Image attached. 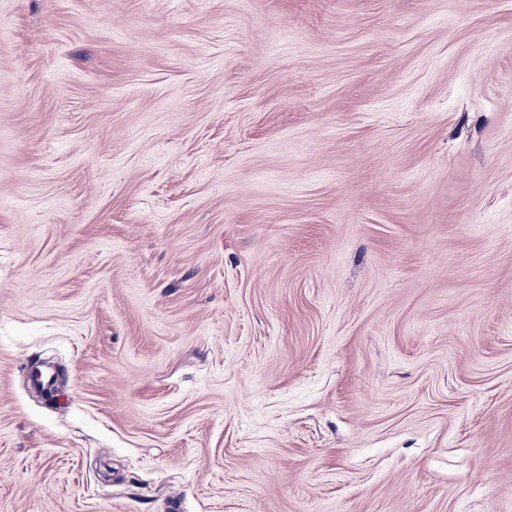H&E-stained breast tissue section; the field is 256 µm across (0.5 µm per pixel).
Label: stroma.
<instances>
[{
  "label": "stroma",
  "instance_id": "obj_1",
  "mask_svg": "<svg viewBox=\"0 0 512 512\" xmlns=\"http://www.w3.org/2000/svg\"><path fill=\"white\" fill-rule=\"evenodd\" d=\"M0 512H512V0H0Z\"/></svg>",
  "mask_w": 512,
  "mask_h": 512
}]
</instances>
